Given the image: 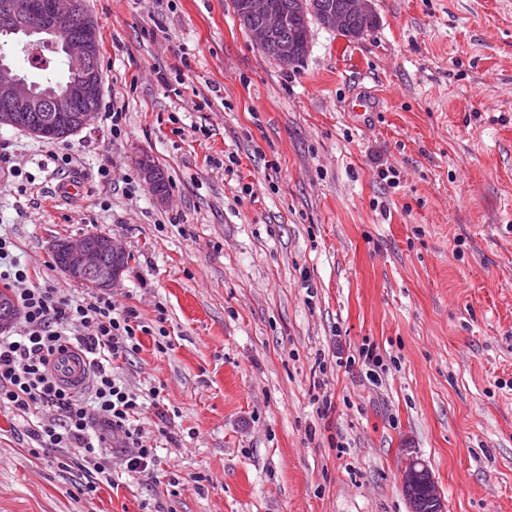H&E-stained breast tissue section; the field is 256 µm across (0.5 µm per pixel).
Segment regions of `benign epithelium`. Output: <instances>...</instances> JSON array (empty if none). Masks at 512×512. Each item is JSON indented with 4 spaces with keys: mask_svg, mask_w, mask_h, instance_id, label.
Returning <instances> with one entry per match:
<instances>
[{
    "mask_svg": "<svg viewBox=\"0 0 512 512\" xmlns=\"http://www.w3.org/2000/svg\"><path fill=\"white\" fill-rule=\"evenodd\" d=\"M347 12L369 18L374 14L373 0H348ZM237 17L257 47H273L285 67L296 62V44L282 37L287 18L268 9L266 0H242ZM97 26L98 22L85 11L83 0H0L1 35L26 46L53 47L76 73L63 90L47 98L34 89L10 58L1 56L0 102L6 111L0 113V127L25 125L35 134L61 132L78 117L75 107L79 102L100 95L101 77L93 40ZM78 118L87 127L96 113L86 112ZM136 161L148 187L165 179L149 154H138ZM56 250L64 256L59 269L71 280L93 279L105 289L120 280V270L106 261V255L120 257L125 247L110 235L56 241L51 251ZM420 476L429 477L427 468L417 459L407 460L403 483Z\"/></svg>",
    "mask_w": 512,
    "mask_h": 512,
    "instance_id": "benign-epithelium-1",
    "label": "benign epithelium"
}]
</instances>
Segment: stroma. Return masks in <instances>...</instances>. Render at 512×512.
<instances>
[{
	"instance_id": "1",
	"label": "stroma",
	"mask_w": 512,
	"mask_h": 512,
	"mask_svg": "<svg viewBox=\"0 0 512 512\" xmlns=\"http://www.w3.org/2000/svg\"><path fill=\"white\" fill-rule=\"evenodd\" d=\"M85 3L127 122L60 142L0 127V233L68 294L54 241L122 242L112 300L147 322L163 306L171 345L142 336L121 375L160 388L172 436L148 474L109 448L121 478L88 495L89 471L32 454L2 411L0 512H410L411 456L446 512H512V0H374V29L311 22L289 67L232 0ZM70 177L76 204L55 193ZM136 161L138 163L141 176L145 184L151 188L157 184H159L163 179H165V173L162 169L156 166L152 157L147 153H140L136 157ZM168 192V178L162 182L161 187H153L152 192Z\"/></svg>"
}]
</instances>
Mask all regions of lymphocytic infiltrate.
<instances>
[{
	"label": "lymphocytic infiltrate",
	"mask_w": 512,
	"mask_h": 512,
	"mask_svg": "<svg viewBox=\"0 0 512 512\" xmlns=\"http://www.w3.org/2000/svg\"><path fill=\"white\" fill-rule=\"evenodd\" d=\"M10 247L0 237V286L12 291L22 327L0 336V409L27 418L38 447L73 451L83 468L97 474L86 492L112 479L103 451L110 438L128 448L127 472L156 470L157 437L146 435L140 421L159 404L161 390L131 386L119 370L139 349L141 335L164 323L165 311L150 324L135 309L117 308L108 294L72 296L50 283H33ZM68 350L85 361L89 392L72 391L53 375V358Z\"/></svg>",
	"instance_id": "obj_1"
}]
</instances>
